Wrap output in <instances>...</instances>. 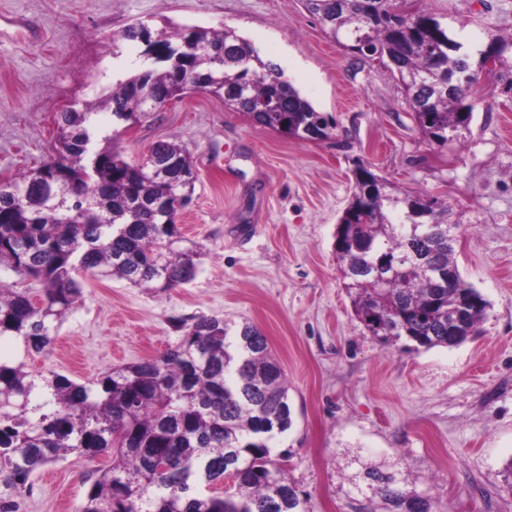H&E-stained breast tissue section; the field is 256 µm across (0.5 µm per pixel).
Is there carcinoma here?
Segmentation results:
<instances>
[{
  "label": "carcinoma",
  "instance_id": "cac0c4a2",
  "mask_svg": "<svg viewBox=\"0 0 512 512\" xmlns=\"http://www.w3.org/2000/svg\"><path fill=\"white\" fill-rule=\"evenodd\" d=\"M409 0H302L323 31L359 59H383L401 83L415 123L430 145L469 131L475 66L488 50L498 66L491 84L512 92V34L490 23L450 26ZM168 54L81 107L60 113L50 159L0 182V338L28 352L51 349L59 323L79 302L74 274L112 277L166 290L192 279L197 251L178 247V209L194 189L189 149L158 141L140 161L123 158L95 124L98 111L133 126L193 90L256 124L299 141L329 117L315 110L232 28L145 26ZM336 224V259L355 317L383 344L448 346V318L465 298L475 335L488 302L461 277L448 245V202L403 191L361 160ZM454 283L448 284V271ZM38 289V299L31 290ZM185 334L158 357L109 370L88 384L52 372L38 378L0 358V475L25 487L34 472L71 453L105 454L77 512H300L288 451L273 440L291 429L288 384L266 336L217 317L182 323ZM235 470L224 495L204 487ZM394 512H431L429 499L406 497L396 480L368 472Z\"/></svg>",
  "mask_w": 512,
  "mask_h": 512
}]
</instances>
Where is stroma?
Here are the masks:
<instances>
[{"mask_svg":"<svg viewBox=\"0 0 512 512\" xmlns=\"http://www.w3.org/2000/svg\"><path fill=\"white\" fill-rule=\"evenodd\" d=\"M423 5L512 33V0ZM140 21L235 29L335 126L302 142L192 91L120 130L130 162L159 140L190 150L197 180L176 223L198 253L194 278L164 292L83 278L51 352L27 354L7 336L0 357L87 383L160 355L182 320L247 321L287 377L294 424L279 447L304 512H390L366 477L374 467L432 512H512V98L479 80L463 145L440 148L424 142L401 84L347 55L301 0H0V181L49 158L63 109L139 71V48L121 35ZM359 158L400 189L452 204L455 260L489 303L479 335L414 351L358 323L333 242ZM107 462L73 453L29 488L0 481V504L76 512L88 474Z\"/></svg>","mask_w":512,"mask_h":512,"instance_id":"stroma-1","label":"stroma"}]
</instances>
